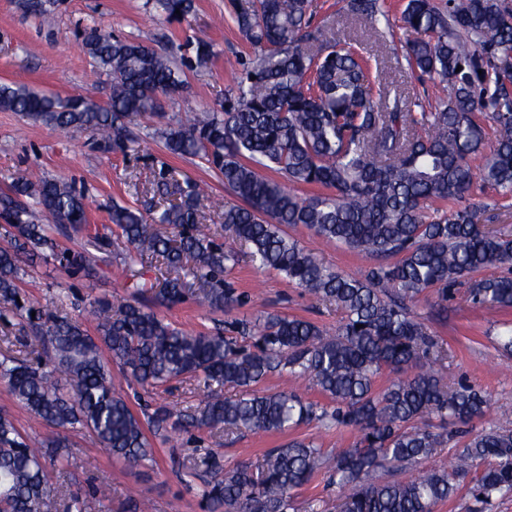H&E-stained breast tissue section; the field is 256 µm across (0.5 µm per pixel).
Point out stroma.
<instances>
[{"instance_id": "stroma-1", "label": "stroma", "mask_w": 512, "mask_h": 512, "mask_svg": "<svg viewBox=\"0 0 512 512\" xmlns=\"http://www.w3.org/2000/svg\"><path fill=\"white\" fill-rule=\"evenodd\" d=\"M194 5L193 13L179 21L157 14L150 0H47L51 20L45 23L26 11L22 0H0V83L106 105L110 81L93 67L80 36L83 28L96 23L112 34L173 56L180 61L185 79L182 91L162 98L158 115L141 116L132 124V131L143 138L136 153L106 152L88 131L64 133L0 109V192L12 179L32 171L64 179L85 195L88 221L99 226L108 223L113 204L139 207L151 198L152 184L165 165L179 182L205 185L212 197L232 203L216 171L199 159L169 154L155 133L156 128L177 123L186 114L220 111L224 94L235 80L224 67L225 57H245L251 52L232 20L228 0H194ZM189 40L212 44L213 55L206 64H183L184 45ZM288 233L337 271L355 274L371 264L364 255L303 227L289 228ZM224 244L241 255L232 273L237 291L261 295L260 300L246 302L228 315L202 310L190 299L171 306L158 304L157 270L147 264L128 267L117 252L110 262L99 264L96 276L90 278L50 262H37L22 276L19 288L21 294L39 298L47 311L63 306L70 316L85 317L90 330L96 326L95 319L85 316L90 305L100 300L116 305L138 292L158 315L196 333L210 332L230 316L253 321L270 313L302 317L335 331L341 319L336 310L305 294L283 274L257 269L239 241L228 237ZM436 300V295H429L414 310L448 346L450 358L442 370L445 380L451 384L465 381L486 392L497 407L486 417V424L512 428V355L499 350L495 336L500 322L512 320V309L477 307L462 289L449 297L445 318L440 321L433 308ZM292 437L314 439L333 454L350 447L355 435L350 429H327L315 421L288 434L178 433L168 441L153 438L155 463L130 468L113 460L91 437L74 432L67 484L74 492L109 484L111 498L105 512H130L133 493L151 499L154 512H204L201 499L206 475H189L188 461L208 449L231 469L257 462L267 449Z\"/></svg>"}]
</instances>
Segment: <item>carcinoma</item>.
I'll return each mask as SVG.
<instances>
[{"instance_id":"1","label":"carcinoma","mask_w":512,"mask_h":512,"mask_svg":"<svg viewBox=\"0 0 512 512\" xmlns=\"http://www.w3.org/2000/svg\"><path fill=\"white\" fill-rule=\"evenodd\" d=\"M338 3L382 41L399 29L401 57L433 95L391 94L383 69L351 35L330 30L329 18L314 23L313 0H231L252 56L227 60L240 72L221 112L161 131L170 154L204 161L237 199L224 206L223 230L249 245L258 268L335 307L336 333L277 313L232 321L226 334L192 333L138 299L112 315L110 303H99L93 332L66 313L46 318L39 301L16 300L22 264L42 254L93 277L96 261L109 257L117 240L128 265L165 269L157 295L165 304L183 301L195 284L197 304L213 312H229L249 295L230 280L238 254L199 222L206 193L197 184L170 182L164 171L147 212L116 204L111 225L99 229L88 224L84 197L67 182L14 179L0 195V237L7 242L0 247V303L44 323L19 341L20 356L0 355V380L56 435L32 440L0 410V512H48L57 494L62 512L105 507V487L60 494L53 486L52 473L69 467V432H84L114 460L140 466L154 462L152 434L283 433L313 420L357 437L336 455L292 439L255 467L228 471L208 452L190 467L210 477L205 512H289L293 493L322 470L339 489L341 512H433L468 476L475 506L467 512H485L512 495V429L503 427L460 432L448 469L379 479L385 468L410 469L454 439L446 429L434 431L433 420L467 424L492 407L481 389L444 380L448 347L412 306L431 288L446 302L466 285L473 304L512 308L511 276L473 278L512 264V234L481 222L486 211L512 206V0H404L397 21L386 0ZM154 7L184 18L194 3L154 0ZM82 40L110 79L107 106L1 83L0 109L61 130H88L105 151L139 150L128 125L157 114L160 96L179 91L184 80L168 57L99 25L85 28ZM482 114L492 122L490 148ZM476 183L492 192L490 201L462 204ZM295 185L318 192L302 197ZM38 212L52 223H35ZM299 225L374 264L358 274L326 266L283 230ZM75 236L83 251L59 248L57 238ZM112 362L128 386L170 393L173 384L194 381L207 394L195 407L158 406L143 420L112 377ZM387 370L399 376L380 388ZM274 373L308 381L326 402L256 389ZM225 387L238 394L221 398Z\"/></svg>"}]
</instances>
